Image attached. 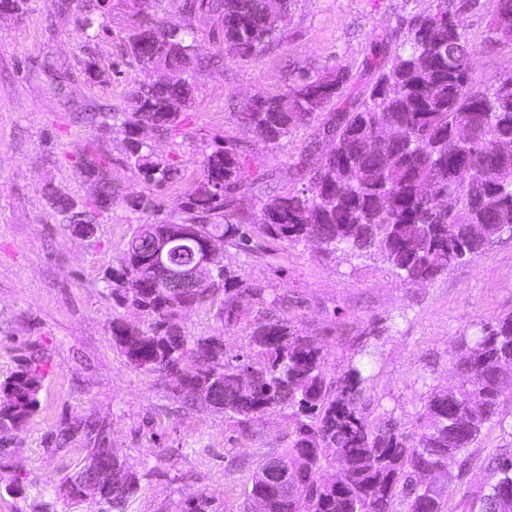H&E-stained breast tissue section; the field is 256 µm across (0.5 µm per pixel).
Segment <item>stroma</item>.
Segmentation results:
<instances>
[{
    "label": "stroma",
    "mask_w": 512,
    "mask_h": 512,
    "mask_svg": "<svg viewBox=\"0 0 512 512\" xmlns=\"http://www.w3.org/2000/svg\"><path fill=\"white\" fill-rule=\"evenodd\" d=\"M432 0H296L282 42L241 60L224 57L196 74L195 101L180 134H150L158 154L180 175L160 190L129 167L113 114L127 106L131 85L145 74L125 46L127 19L113 12L97 39L85 42L75 14H58L50 0H30L26 12L0 18V383L29 353L43 356L46 375L37 412L0 446V512H103L97 497L70 499L66 479L84 462L101 427L106 447L140 473L141 489L126 512H187L201 493L211 512H245V491L256 467L293 440L291 409L269 413L251 432L206 406L174 393L165 379L136 370L113 346L112 321L139 322L118 306L104 275L118 265L136 225L180 213L188 190L203 175V155L231 136L250 149L251 169L271 176L268 194L301 188L291 158L315 131L365 91L374 73L368 60L378 42L399 39L407 20ZM497 0H448L474 51L472 83L487 86L512 70V48L493 54L481 45ZM342 65V94L293 130L282 145H267L238 124L250 95L284 92L302 70ZM67 75L55 89L45 68ZM102 114L103 127L82 120ZM94 149L118 191L112 210L91 237L75 236L52 204L61 195L82 205L95 192L81 158ZM158 193L163 206L149 215L131 199ZM224 263L245 281L300 296L296 315L325 346L326 378L335 380L357 351L377 364L362 401L370 420L411 431L430 386L455 388L460 338L479 323L512 312V233L485 252L449 267L434 281L409 285L374 253L329 254L307 241L289 245L280 266L259 254L230 249ZM192 336H218L228 354H243L242 327L227 330L208 308L187 312ZM501 407L504 424L483 430L466 466L450 462L443 512H469L468 500L486 492L496 455L512 452V389ZM23 495L6 490L13 480Z\"/></svg>",
    "instance_id": "1"
}]
</instances>
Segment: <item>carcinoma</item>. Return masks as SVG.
Listing matches in <instances>:
<instances>
[{
    "mask_svg": "<svg viewBox=\"0 0 512 512\" xmlns=\"http://www.w3.org/2000/svg\"><path fill=\"white\" fill-rule=\"evenodd\" d=\"M272 2L172 0L185 23L171 30L154 0L111 4L126 16L128 49L149 77L129 91V110L113 116L127 162L145 184L161 187L178 169L168 157L140 145L136 128L146 122L160 135L175 134L194 103L196 72L217 63L219 55L246 59L282 41L294 0H280L283 11L277 16ZM77 3L78 31L90 42L105 27L98 0H53L52 6L64 15ZM202 9L219 24L209 34L218 54L209 57L199 52L192 24ZM453 17L448 0H437L435 8L407 21L402 40L375 53L377 76L367 93L326 120L296 159L295 168L306 180L303 189L268 195L250 213L239 209L238 196L257 191L268 175L250 172L247 146L227 136L204 153V176L186 194L179 221L136 225L120 265L105 274L115 302L141 307L147 319L142 327L112 321L114 345L134 368L193 397L180 367L182 349L188 347L197 352L192 378L210 391L206 405L224 410L244 430L277 409H294V439L253 472L247 512H395L398 501L407 512H442V489L430 481L431 465L450 451L465 455L486 425H503L500 405L512 382L511 313L462 337L459 385L433 388L417 430L406 432L394 424L375 425L359 407L369 380L362 361L349 359L341 375L327 381L324 345L290 316L296 302L288 295L269 293L226 268L221 288L193 298L167 287L152 258L158 238L183 228L192 236L191 246L213 243L218 265L224 264L226 249L249 255L257 240H315L330 253L374 252L415 285L482 254L504 226H512V153L497 149L502 141L512 143V73L499 83L474 87V49L465 34L448 31ZM498 27L512 30V0H497L489 19L485 44L492 51L499 48ZM347 80L338 64L314 74L302 71L287 91L245 103L236 119L277 147ZM326 135L335 139L331 154L320 152ZM84 161L100 183L97 195L78 212L69 199L54 200L73 229L96 224L112 210L114 199L102 160L88 152ZM131 205L149 214L161 211L153 194L138 196ZM450 224L457 225L453 236ZM206 306L226 328L246 323L249 353L231 356L219 337L186 333L183 313ZM247 365L254 366L250 388L237 372ZM43 377L42 356L32 352L0 385L12 395L0 401V433L38 411ZM104 456L102 443L88 449L83 467L67 478L70 496L77 480ZM116 462L131 482L106 490V512H125L139 491L138 473L124 458ZM278 463L293 471L298 494L275 495L269 478ZM332 463L346 469L343 482L328 472ZM495 474L489 491L470 500V512H512V500L502 498L504 487L512 488V454L498 459Z\"/></svg>",
    "mask_w": 512,
    "mask_h": 512,
    "instance_id": "obj_1",
    "label": "carcinoma"
}]
</instances>
